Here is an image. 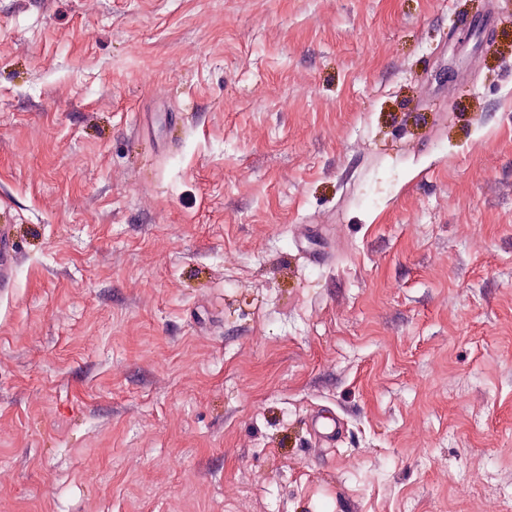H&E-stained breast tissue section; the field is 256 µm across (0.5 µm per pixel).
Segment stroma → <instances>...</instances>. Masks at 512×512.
Returning <instances> with one entry per match:
<instances>
[{
    "label": "stroma",
    "mask_w": 512,
    "mask_h": 512,
    "mask_svg": "<svg viewBox=\"0 0 512 512\" xmlns=\"http://www.w3.org/2000/svg\"><path fill=\"white\" fill-rule=\"evenodd\" d=\"M1 224L0 512H512V0H0ZM17 252L6 230L0 229V287L9 284L16 266Z\"/></svg>",
    "instance_id": "stroma-1"
}]
</instances>
